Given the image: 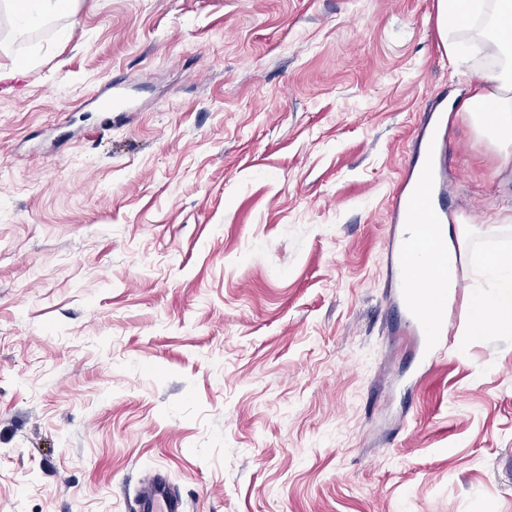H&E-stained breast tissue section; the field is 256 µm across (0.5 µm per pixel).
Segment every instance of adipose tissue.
<instances>
[{"instance_id":"1","label":"adipose tissue","mask_w":512,"mask_h":512,"mask_svg":"<svg viewBox=\"0 0 512 512\" xmlns=\"http://www.w3.org/2000/svg\"><path fill=\"white\" fill-rule=\"evenodd\" d=\"M65 0H0L9 17L10 35L20 39L36 26L61 15ZM437 27L449 59L461 61L460 45L471 42L485 58L495 60L493 72L477 70L472 101L482 111L472 113L476 130L500 151L512 147V0H437ZM478 20L475 28L461 29L460 17ZM473 263L489 290L471 306L466 335L488 330L512 335V256H474Z\"/></svg>"}]
</instances>
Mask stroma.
<instances>
[{"mask_svg": "<svg viewBox=\"0 0 512 512\" xmlns=\"http://www.w3.org/2000/svg\"><path fill=\"white\" fill-rule=\"evenodd\" d=\"M1 68L0 512H512V335L466 291L427 360L387 282L443 95L450 235L512 251L436 0H78ZM135 506L136 512H185L183 500L171 490L163 473L139 490Z\"/></svg>", "mask_w": 512, "mask_h": 512, "instance_id": "35a3bbf8", "label": "stroma"}]
</instances>
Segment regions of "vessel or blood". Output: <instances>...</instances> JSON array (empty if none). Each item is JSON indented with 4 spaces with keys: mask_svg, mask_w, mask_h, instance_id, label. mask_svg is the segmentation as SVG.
<instances>
[{
    "mask_svg": "<svg viewBox=\"0 0 512 512\" xmlns=\"http://www.w3.org/2000/svg\"><path fill=\"white\" fill-rule=\"evenodd\" d=\"M447 126V104L423 116L421 138L390 196V221L402 230L390 233L386 246L390 285L404 300V324L431 347L446 340L455 310L448 302ZM135 506L137 512H184L161 473L139 490Z\"/></svg>",
    "mask_w": 512,
    "mask_h": 512,
    "instance_id": "obj_1",
    "label": "vessel or blood"
}]
</instances>
